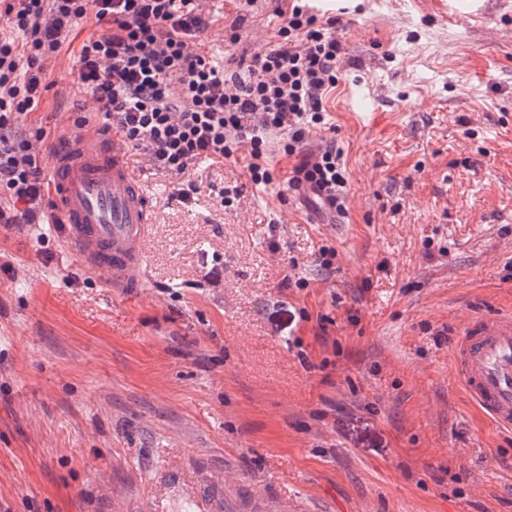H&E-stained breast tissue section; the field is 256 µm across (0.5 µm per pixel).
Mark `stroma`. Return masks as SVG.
<instances>
[{"label": "stroma", "instance_id": "35a3bbf8", "mask_svg": "<svg viewBox=\"0 0 512 512\" xmlns=\"http://www.w3.org/2000/svg\"><path fill=\"white\" fill-rule=\"evenodd\" d=\"M447 2L313 4L343 47L308 144L342 152L340 217L284 190L299 159L274 137L267 186L244 150L179 175L144 166L155 222L131 296L63 228L0 226V503L512 512V432L453 362L471 316L512 312V0ZM286 6L201 0L203 51L239 71ZM95 30L64 35L40 108L14 125L46 129L43 157L75 119L106 123L74 81Z\"/></svg>", "mask_w": 512, "mask_h": 512}]
</instances>
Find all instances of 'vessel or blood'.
<instances>
[{
    "mask_svg": "<svg viewBox=\"0 0 512 512\" xmlns=\"http://www.w3.org/2000/svg\"><path fill=\"white\" fill-rule=\"evenodd\" d=\"M52 197L68 242L107 287L145 285L154 209L117 135L90 129L64 139L50 159ZM454 362L467 394L499 427L512 430V315L469 320Z\"/></svg>",
    "mask_w": 512,
    "mask_h": 512,
    "instance_id": "b4317fda",
    "label": "vessel or blood"
}]
</instances>
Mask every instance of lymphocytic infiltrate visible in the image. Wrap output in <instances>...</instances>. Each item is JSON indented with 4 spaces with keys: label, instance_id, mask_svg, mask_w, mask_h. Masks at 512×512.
Wrapping results in <instances>:
<instances>
[{
    "label": "lymphocytic infiltrate",
    "instance_id": "f902f5d3",
    "mask_svg": "<svg viewBox=\"0 0 512 512\" xmlns=\"http://www.w3.org/2000/svg\"><path fill=\"white\" fill-rule=\"evenodd\" d=\"M103 25L85 40L74 79L154 167L177 174L199 159L220 160L248 149L250 180L273 181L264 160L265 136L286 135V155H300L290 187L310 185L328 213L344 209L345 177L334 144L302 154L326 120L323 101L336 86L342 45L328 36L310 0H289L277 42L255 55L247 77L227 90L223 68L196 51L208 23L195 0H5L0 11V224H55L59 218L36 144L9 130L36 111L46 84L45 63L61 36L87 16Z\"/></svg>",
    "mask_w": 512,
    "mask_h": 512
}]
</instances>
